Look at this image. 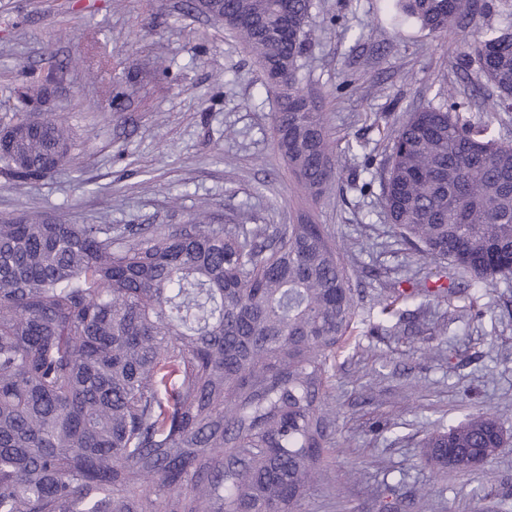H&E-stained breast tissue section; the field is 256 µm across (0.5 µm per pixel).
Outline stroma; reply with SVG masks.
Listing matches in <instances>:
<instances>
[{"instance_id":"stroma-1","label":"stroma","mask_w":512,"mask_h":512,"mask_svg":"<svg viewBox=\"0 0 512 512\" xmlns=\"http://www.w3.org/2000/svg\"><path fill=\"white\" fill-rule=\"evenodd\" d=\"M302 84L338 147L337 175L312 213L346 247L357 323L331 379L336 450L303 512H394L383 483L431 488L407 512H504L512 443L488 475L422 462L428 427L491 410L512 435V279L448 299L380 297L399 281L450 283L447 264L408 250L381 206L386 135L407 112L468 96L469 45L512 26V0H477L466 30L394 26L392 0H314ZM61 64L53 111L74 140L63 166L25 185L0 174V219L63 224H288L305 202L279 155L277 98L251 48L191 0H0V125L26 80ZM136 69L123 110L112 86ZM362 154L351 155L348 144Z\"/></svg>"}]
</instances>
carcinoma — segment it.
Here are the masks:
<instances>
[{
	"label": "carcinoma",
	"mask_w": 512,
	"mask_h": 512,
	"mask_svg": "<svg viewBox=\"0 0 512 512\" xmlns=\"http://www.w3.org/2000/svg\"><path fill=\"white\" fill-rule=\"evenodd\" d=\"M194 0L274 67L277 150L304 196L335 179L320 113L301 112L300 58L312 0ZM472 0H395L396 25L441 36ZM497 106L512 111V29L471 44ZM54 69L23 99L41 101ZM381 204L404 245L489 288L512 278V143L455 102L411 112L389 133ZM0 171L37 180L73 142L53 117L19 116ZM344 246L295 224L0 221V512H300L334 450L331 359L356 302ZM450 286L418 284L407 300ZM507 443L479 410L425 437L435 473L478 470Z\"/></svg>",
	"instance_id": "obj_1"
}]
</instances>
